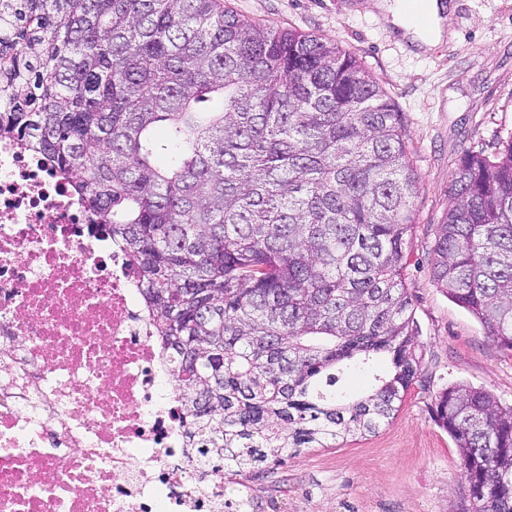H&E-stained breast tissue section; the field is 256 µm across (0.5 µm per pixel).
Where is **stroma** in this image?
<instances>
[{"instance_id":"35a3bbf8","label":"stroma","mask_w":512,"mask_h":512,"mask_svg":"<svg viewBox=\"0 0 512 512\" xmlns=\"http://www.w3.org/2000/svg\"><path fill=\"white\" fill-rule=\"evenodd\" d=\"M254 20L340 44L383 87L407 124L420 174L407 283L420 327L416 349L426 388H412L378 431L292 448L250 476L225 474L227 494L250 489L257 512H458L461 459L435 420V394L464 382L512 403V351L451 301L429 273L435 228L465 153L512 132V0H449L443 38L430 47L403 35L366 0H229ZM380 356L346 373L344 399L370 394Z\"/></svg>"}]
</instances>
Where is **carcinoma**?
<instances>
[{"mask_svg":"<svg viewBox=\"0 0 512 512\" xmlns=\"http://www.w3.org/2000/svg\"><path fill=\"white\" fill-rule=\"evenodd\" d=\"M218 98L222 107L201 104ZM76 176L138 275L200 463L375 432L421 381L404 269L419 174L354 54L224 0H0V135ZM431 277L512 350V135L463 156ZM387 354L356 401L343 366ZM460 512H512V405L446 387Z\"/></svg>","mask_w":512,"mask_h":512,"instance_id":"obj_1","label":"carcinoma"}]
</instances>
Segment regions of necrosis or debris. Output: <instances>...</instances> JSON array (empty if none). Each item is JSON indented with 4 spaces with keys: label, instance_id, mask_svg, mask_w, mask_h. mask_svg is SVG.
Returning a JSON list of instances; mask_svg holds the SVG:
<instances>
[{
    "label": "necrosis or debris",
    "instance_id": "necrosis-or-debris-1",
    "mask_svg": "<svg viewBox=\"0 0 512 512\" xmlns=\"http://www.w3.org/2000/svg\"><path fill=\"white\" fill-rule=\"evenodd\" d=\"M72 185L0 136V512H247L187 448L135 270Z\"/></svg>",
    "mask_w": 512,
    "mask_h": 512
}]
</instances>
